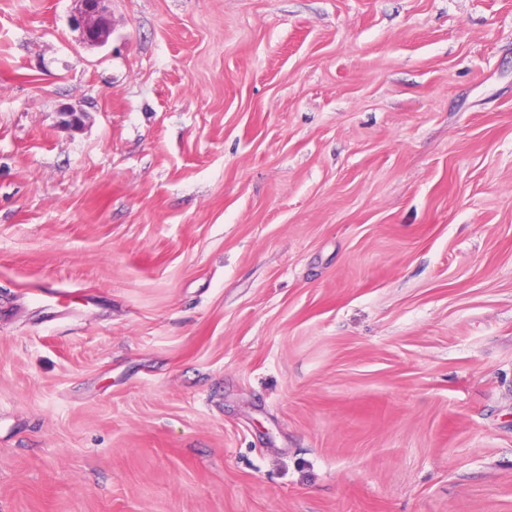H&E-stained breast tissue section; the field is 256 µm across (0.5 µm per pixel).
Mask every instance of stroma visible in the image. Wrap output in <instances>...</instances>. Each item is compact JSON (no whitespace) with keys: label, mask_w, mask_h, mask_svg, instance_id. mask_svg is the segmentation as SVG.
I'll list each match as a JSON object with an SVG mask.
<instances>
[{"label":"stroma","mask_w":512,"mask_h":512,"mask_svg":"<svg viewBox=\"0 0 512 512\" xmlns=\"http://www.w3.org/2000/svg\"><path fill=\"white\" fill-rule=\"evenodd\" d=\"M73 13L0 0V512H512V0ZM76 4L73 24L84 43L102 46L110 31L112 0H73Z\"/></svg>","instance_id":"obj_1"}]
</instances>
